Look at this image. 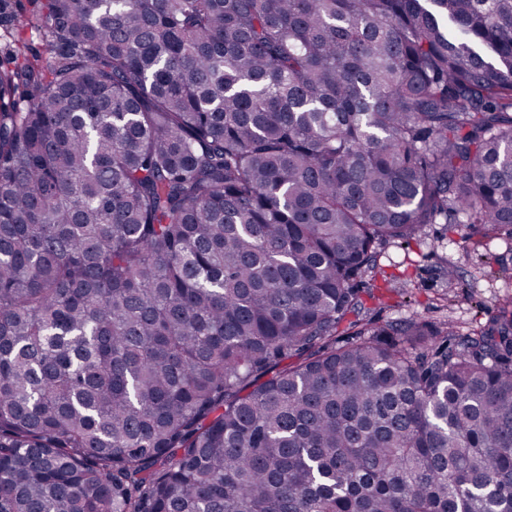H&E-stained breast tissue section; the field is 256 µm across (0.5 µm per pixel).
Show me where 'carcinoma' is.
Wrapping results in <instances>:
<instances>
[{"mask_svg":"<svg viewBox=\"0 0 512 512\" xmlns=\"http://www.w3.org/2000/svg\"><path fill=\"white\" fill-rule=\"evenodd\" d=\"M0 69V512H512V297L359 284L512 241V0H40ZM489 236L482 224H426L409 244H388L375 280L365 277L359 286L369 314L381 321L411 315L436 323L448 318L460 333L485 324L498 313L499 299L512 295V264L502 268L495 261L507 245ZM447 261L458 268L448 307L440 299L448 291L440 273ZM395 287L403 288V294L385 289Z\"/></svg>","mask_w":512,"mask_h":512,"instance_id":"1","label":"carcinoma"}]
</instances>
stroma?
<instances>
[{"label": "stroma", "mask_w": 512, "mask_h": 512, "mask_svg": "<svg viewBox=\"0 0 512 512\" xmlns=\"http://www.w3.org/2000/svg\"><path fill=\"white\" fill-rule=\"evenodd\" d=\"M7 11L10 21L0 23V63L8 62L18 45L45 54L46 39L34 26L31 0H8ZM506 248L480 224L425 225L416 240L384 247L376 278H364L360 285L365 306L382 321L418 315L436 323L449 320L460 332H469L497 314L501 298L512 295V264L496 262ZM449 262L458 268L451 283L441 276Z\"/></svg>", "instance_id": "obj_1"}]
</instances>
